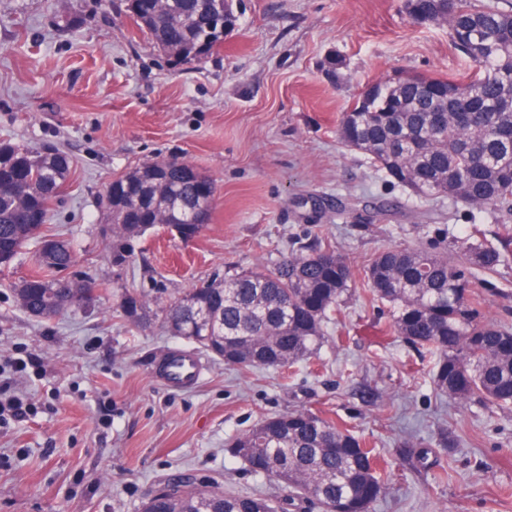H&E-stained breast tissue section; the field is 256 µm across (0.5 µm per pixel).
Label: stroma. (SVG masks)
<instances>
[{
	"instance_id": "obj_1",
	"label": "stroma",
	"mask_w": 512,
	"mask_h": 512,
	"mask_svg": "<svg viewBox=\"0 0 512 512\" xmlns=\"http://www.w3.org/2000/svg\"><path fill=\"white\" fill-rule=\"evenodd\" d=\"M234 7L224 44L174 67L126 0H0V141L68 157L46 230L72 245L95 288L89 303L39 319L14 294L35 256L0 269V355L37 358L23 377L0 375L29 409L0 424V512H141L182 471L271 492L228 445L301 409L346 424L384 461L388 485L373 512H512V409L440 396L436 355L388 332V306L363 293L364 268L382 249L493 242L512 234V217L391 185L336 133L368 85L397 74L462 79L473 63L447 28L414 24L402 0ZM335 53L346 67L332 81L323 63ZM169 158L214 180L208 224L186 241L155 227L114 265L109 183ZM317 241L356 276L317 355L245 372L206 354L204 378L187 390L151 376L154 361L190 344L160 319H125V292L161 307ZM478 280L481 318L512 326V263Z\"/></svg>"
}]
</instances>
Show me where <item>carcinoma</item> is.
Segmentation results:
<instances>
[{"label": "carcinoma", "instance_id": "obj_1", "mask_svg": "<svg viewBox=\"0 0 512 512\" xmlns=\"http://www.w3.org/2000/svg\"><path fill=\"white\" fill-rule=\"evenodd\" d=\"M418 25L448 27L456 48L472 59L465 82L412 75L371 86L341 113L344 147L364 154L389 180L411 191L446 197L492 216L512 214V11L471 8L465 0H403ZM138 26L176 67L202 58L221 42L224 0H127ZM70 172L57 151L34 152L0 142V266L11 265L47 238L42 227ZM212 179L170 159L135 167L112 180L107 205L112 263L131 258L130 242L158 224L195 220L213 208ZM39 270L15 289L20 308L51 319L78 306L88 280L59 274L75 265L71 246L50 260L35 252ZM512 259V239L466 241L440 255L421 247H389L367 267L364 289L393 308L389 330L438 355L436 391L460 404L512 405V328L478 320L472 271L494 273ZM354 272L331 245H314L269 270L259 266L224 281L204 282L161 310L168 332L241 370L283 368L314 355L327 324L350 294ZM121 309L131 322L150 320L145 295L128 291ZM229 451L278 493H244L201 481L188 499L163 496L142 512H372L386 488L381 470L353 430L309 410L263 421L234 439Z\"/></svg>", "mask_w": 512, "mask_h": 512}]
</instances>
